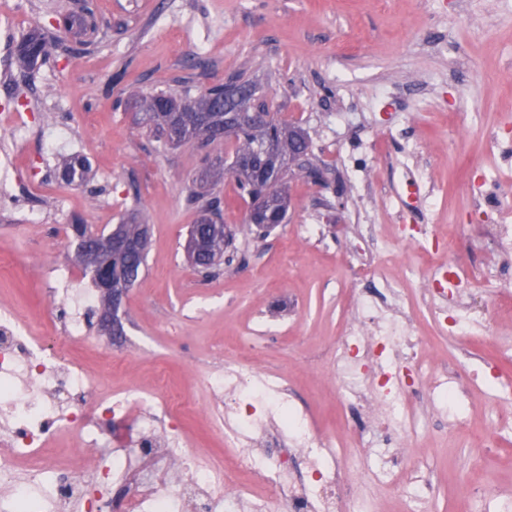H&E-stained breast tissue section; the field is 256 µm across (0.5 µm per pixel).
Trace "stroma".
<instances>
[{"mask_svg": "<svg viewBox=\"0 0 512 512\" xmlns=\"http://www.w3.org/2000/svg\"><path fill=\"white\" fill-rule=\"evenodd\" d=\"M83 0H0V31L20 44L32 30L48 59L20 70L0 54V118L24 126L0 140L14 165L0 171V303L55 343L64 304L52 298L51 268L73 266L59 226L95 228L141 209L151 226L146 263L127 290L117 337L89 329L68 350L105 388L147 387L175 394L180 422L200 463L228 454L222 395L208 378L241 361L283 376L289 401L327 437L350 440L335 384L332 344L353 294L376 297L355 277L351 255L368 254L379 274L420 294L432 272L431 239L445 236L450 264L479 263L470 239L512 225V0H93L95 31L81 22ZM242 72L282 117L313 142L319 189L288 179V216L265 238L248 224L232 178L211 186L235 234L233 259L206 278L186 241L199 217L185 203L203 155L228 157L224 143L201 152L148 139L128 95L167 91L193 97ZM91 166L87 182L61 176L63 157ZM461 287L485 315L473 343L449 331L437 308L418 321L439 363H463L482 381L462 388L470 406L463 431L449 432L429 403L419 407L415 446L435 494L430 512H457L468 484L512 495V432L482 451L499 415L512 420V304L492 305L470 279ZM112 357V371L100 369ZM361 512H406L358 458Z\"/></svg>", "mask_w": 512, "mask_h": 512, "instance_id": "obj_1", "label": "stroma"}]
</instances>
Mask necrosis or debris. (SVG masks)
<instances>
[{
	"label": "necrosis or debris",
	"mask_w": 512,
	"mask_h": 512,
	"mask_svg": "<svg viewBox=\"0 0 512 512\" xmlns=\"http://www.w3.org/2000/svg\"><path fill=\"white\" fill-rule=\"evenodd\" d=\"M74 270H66L55 291L68 303L64 343L83 339L85 316L96 299L75 292ZM391 300L358 299L336 338L337 397L360 411L363 431L352 445L378 451V469L387 482L411 487L410 512H423L433 492L424 468L405 467L414 433L415 406L428 397L450 423L462 427L464 415L448 413L447 400L472 372L434 366L421 338L416 307L398 284L385 279ZM224 395V430L236 448L233 466L242 472L264 468L269 492L256 495L239 482L224 489V470L201 466L184 442L158 427L153 392L101 395L95 380L63 351L50 352L28 335L15 312L0 305V512H103L89 486L122 477L130 491L125 512H267L279 502L283 512H349L362 493L353 479L351 455L320 436L309 419L287 417L288 383L279 375L240 364L225 367L209 382ZM263 403L261 417H244L247 401ZM63 433L75 435L84 453L68 478L53 482L52 466L39 450ZM119 447L103 459L102 449Z\"/></svg>",
	"instance_id": "4bbe7bcc"
}]
</instances>
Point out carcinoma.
Here are the masks:
<instances>
[{
	"label": "carcinoma",
	"mask_w": 512,
	"mask_h": 512,
	"mask_svg": "<svg viewBox=\"0 0 512 512\" xmlns=\"http://www.w3.org/2000/svg\"><path fill=\"white\" fill-rule=\"evenodd\" d=\"M48 55L47 41L37 33L29 34L21 43L18 51V62L21 67L31 69ZM228 103L224 98V86L216 85L205 94L197 97L178 98L173 94L160 93L142 98L136 104V124L149 136L170 146L177 147L185 142L194 141L201 149L224 141L233 146V156L229 167H224V160L204 155L196 183L200 190L189 191L186 202L196 208L200 214L210 213L214 219L211 232V254L207 261L204 276L216 273V269L224 262V239L234 238L225 235V225L221 218V201L210 196L205 188L219 181L226 174H231L237 183L240 195L249 196L252 203H260L267 208L260 222L268 223L276 219L285 220L288 213V176L297 171L311 179L316 170L305 166L294 157L298 149L305 153L311 152V142L307 133L298 125L289 126L280 119L277 113L252 122H239L224 128V136L217 137L212 133L211 126L224 119V111ZM274 149L286 158L283 172L272 173L264 178L256 176V171L265 163L263 150L265 147ZM89 167L87 161L80 157H70L63 162V176L70 182H82L86 179ZM146 223L144 214L136 210L127 214L121 224L125 234L133 237L139 233L142 224ZM105 256L112 258V264L122 266L135 282L145 261V256L131 257L102 246Z\"/></svg>",
	"instance_id": "obj_1"
}]
</instances>
